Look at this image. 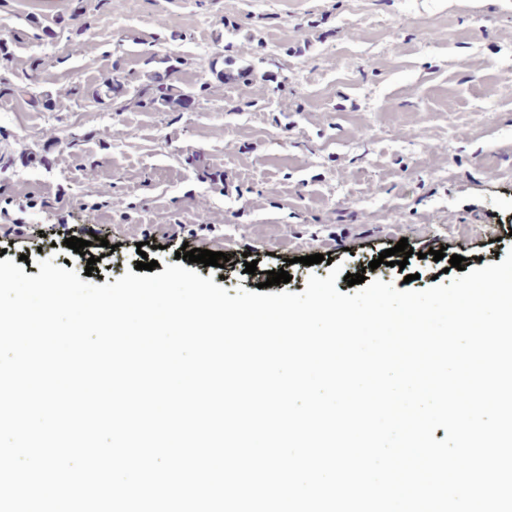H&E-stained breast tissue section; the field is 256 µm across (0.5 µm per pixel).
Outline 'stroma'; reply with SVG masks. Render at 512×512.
<instances>
[{"instance_id": "35a3bbf8", "label": "stroma", "mask_w": 512, "mask_h": 512, "mask_svg": "<svg viewBox=\"0 0 512 512\" xmlns=\"http://www.w3.org/2000/svg\"><path fill=\"white\" fill-rule=\"evenodd\" d=\"M31 16L61 23L37 41ZM0 39L15 76L43 65L0 96V250L26 275L80 269L65 226L97 235L96 285L213 240L227 262L192 271L252 292L285 269L274 294L403 238L401 291L512 250V0H0ZM157 85L191 108L140 107Z\"/></svg>"}]
</instances>
